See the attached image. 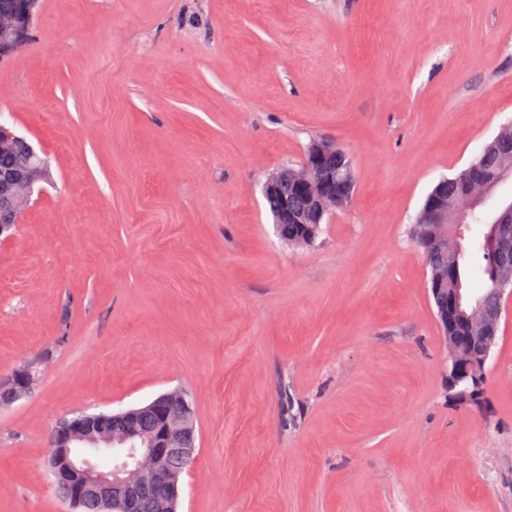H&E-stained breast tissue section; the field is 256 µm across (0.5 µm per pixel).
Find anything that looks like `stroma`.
<instances>
[{
  "mask_svg": "<svg viewBox=\"0 0 512 512\" xmlns=\"http://www.w3.org/2000/svg\"><path fill=\"white\" fill-rule=\"evenodd\" d=\"M512 120V0H41L0 121L48 163L0 240V512H68L69 413L192 404L179 512H512V311L480 400L410 226ZM356 187L308 247L269 174L313 141Z\"/></svg>",
  "mask_w": 512,
  "mask_h": 512,
  "instance_id": "obj_1",
  "label": "stroma"
}]
</instances>
